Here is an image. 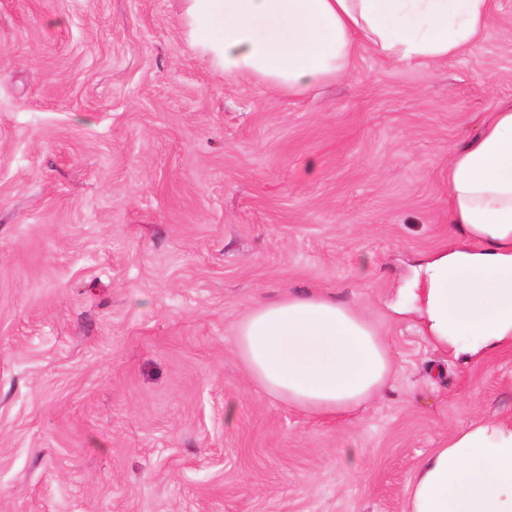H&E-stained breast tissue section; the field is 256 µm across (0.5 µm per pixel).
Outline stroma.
Returning a JSON list of instances; mask_svg holds the SVG:
<instances>
[{"mask_svg": "<svg viewBox=\"0 0 512 512\" xmlns=\"http://www.w3.org/2000/svg\"><path fill=\"white\" fill-rule=\"evenodd\" d=\"M497 2L471 50L363 51L292 98L212 71L181 0H0V512H405L450 434L512 416L511 348L457 358L391 309L453 235L450 151L512 102ZM310 291L394 360L339 419L236 351Z\"/></svg>", "mask_w": 512, "mask_h": 512, "instance_id": "stroma-1", "label": "stroma"}]
</instances>
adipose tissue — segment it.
<instances>
[{"label": "adipose tissue", "instance_id": "1", "mask_svg": "<svg viewBox=\"0 0 512 512\" xmlns=\"http://www.w3.org/2000/svg\"><path fill=\"white\" fill-rule=\"evenodd\" d=\"M183 30L211 68L288 96L346 75L359 49L400 63L473 47L495 0H182ZM457 235L417 273L418 308L442 347L512 346V103L448 158ZM236 349L266 393L319 415L350 413L385 386L392 354L373 325L329 294L252 308ZM407 512H512V419L459 427L421 464Z\"/></svg>", "mask_w": 512, "mask_h": 512}]
</instances>
